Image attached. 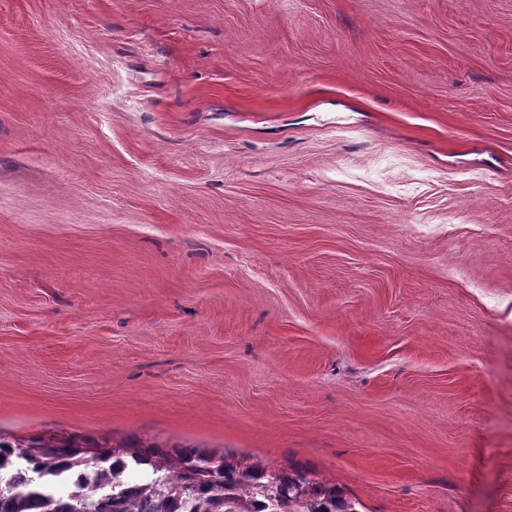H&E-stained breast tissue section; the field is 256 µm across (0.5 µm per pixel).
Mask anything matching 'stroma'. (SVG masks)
<instances>
[{"mask_svg":"<svg viewBox=\"0 0 512 512\" xmlns=\"http://www.w3.org/2000/svg\"><path fill=\"white\" fill-rule=\"evenodd\" d=\"M0 430L512 512V0H0Z\"/></svg>","mask_w":512,"mask_h":512,"instance_id":"stroma-1","label":"stroma"}]
</instances>
